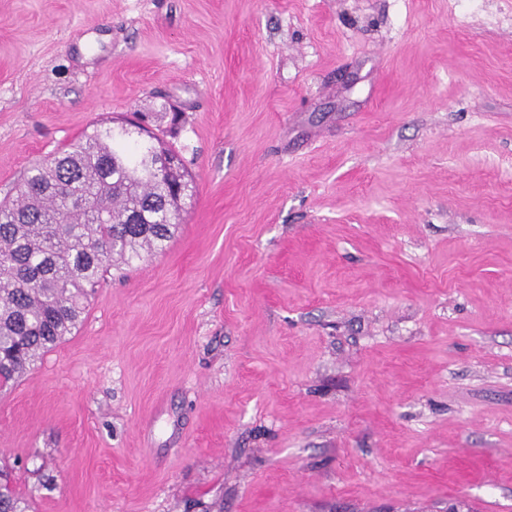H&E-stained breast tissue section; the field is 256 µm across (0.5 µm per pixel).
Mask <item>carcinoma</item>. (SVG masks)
Instances as JSON below:
<instances>
[{
    "label": "carcinoma",
    "mask_w": 512,
    "mask_h": 512,
    "mask_svg": "<svg viewBox=\"0 0 512 512\" xmlns=\"http://www.w3.org/2000/svg\"><path fill=\"white\" fill-rule=\"evenodd\" d=\"M177 151L137 140L129 125L93 128L35 163L0 203V382L30 371L72 334L112 263L162 250L180 226L176 185L157 173ZM0 469V512H26Z\"/></svg>",
    "instance_id": "obj_1"
}]
</instances>
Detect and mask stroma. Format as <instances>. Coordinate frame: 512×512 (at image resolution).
I'll list each match as a JSON object with an SVG mask.
<instances>
[{"mask_svg": "<svg viewBox=\"0 0 512 512\" xmlns=\"http://www.w3.org/2000/svg\"><path fill=\"white\" fill-rule=\"evenodd\" d=\"M137 112L195 192L0 389L28 512H512V0H0V199Z\"/></svg>", "mask_w": 512, "mask_h": 512, "instance_id": "stroma-1", "label": "stroma"}]
</instances>
